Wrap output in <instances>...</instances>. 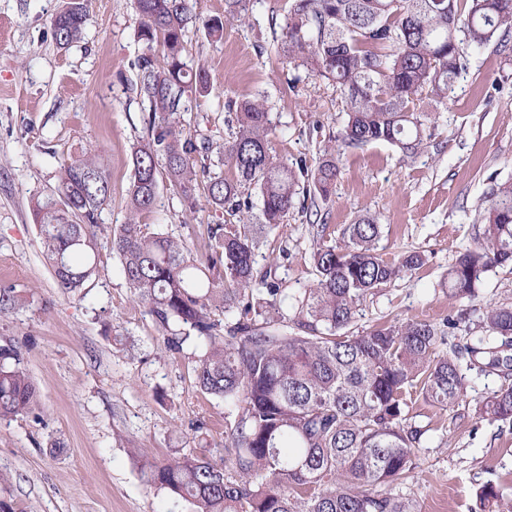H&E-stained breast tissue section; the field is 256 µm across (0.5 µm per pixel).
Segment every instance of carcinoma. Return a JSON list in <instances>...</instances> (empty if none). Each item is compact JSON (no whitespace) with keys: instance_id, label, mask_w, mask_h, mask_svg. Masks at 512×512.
<instances>
[{"instance_id":"carcinoma-1","label":"carcinoma","mask_w":512,"mask_h":512,"mask_svg":"<svg viewBox=\"0 0 512 512\" xmlns=\"http://www.w3.org/2000/svg\"><path fill=\"white\" fill-rule=\"evenodd\" d=\"M292 0L277 50L284 60L336 85L347 114L312 168L268 153L269 112L260 98L237 104L236 132L214 144L184 133L182 99L211 92L205 68H187L182 53L191 29L220 40L224 23L249 19L257 0H225L224 16L200 18L188 0H135L137 96L147 106L148 136L132 151L130 217L112 232V252L134 296L167 345L191 348L195 383L224 401V459L194 452L167 462L144 459L147 481L192 505L193 512H419L416 501L392 492L414 469V450L428 429L410 422L417 398L444 409L467 395V372L497 373L506 383L477 403L482 418L512 421V306L489 304L473 344L449 342L448 329L426 321H386L354 329L360 306L425 264L419 251L389 260L377 242L382 225L359 215L339 242L319 243L311 260L314 287L290 293L269 271L255 268L252 224H213L198 257L150 213L159 176L184 211L198 210V163L216 154L234 177H209L207 202L228 215L253 210L267 227L291 210L330 198L341 151L385 142L404 158L425 151L434 118L425 106L445 105L469 50L496 42L508 50L512 0ZM89 0H64L52 19L57 45L79 41ZM111 198L99 155L81 152L61 163L51 194L33 202L42 254L66 293L96 275V228ZM482 236L448 268V294L474 300L487 274L512 265V181L489 192ZM0 288V313L20 305ZM224 318H214V311ZM37 389L13 346L0 348V418L31 413ZM481 505L503 506L489 481Z\"/></svg>"}]
</instances>
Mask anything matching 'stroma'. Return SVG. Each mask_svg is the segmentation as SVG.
<instances>
[{
  "mask_svg": "<svg viewBox=\"0 0 512 512\" xmlns=\"http://www.w3.org/2000/svg\"><path fill=\"white\" fill-rule=\"evenodd\" d=\"M64 0H0V287L22 304L0 314V346L19 347L39 404L0 419V512H191L183 499L148 483L139 454L164 460L224 447V404L195 385L189 351L167 347L128 287L110 240L129 217L132 146L146 134L136 95L143 53L134 0H91L84 38L58 49L51 19ZM291 0H258L249 22H232L220 41L190 33L183 59L205 67L211 92L182 100L186 132L221 143L236 128L234 103L264 97L274 160L315 165L334 146L346 115L335 85L296 77L275 46ZM426 151L401 159L388 144L346 150L329 201L320 203L325 237L340 239L356 216L382 224L378 249L408 250L427 261L363 303L357 328L380 318L441 322L459 318V342L478 335L483 301L512 304V267L490 272L479 300L448 296L445 276L472 247L492 182L512 180V63L492 48L473 50L438 110ZM84 149L108 164L112 199L95 250L98 275L84 294L62 293L42 255L30 203L57 183L61 161ZM144 224H164L205 252L207 227L228 214L203 206L182 211L160 183ZM315 242L300 210L270 229L256 251L289 292L311 288ZM470 372L467 397L441 410L416 400L409 415L429 427L412 476L399 488L420 512H477L486 482L512 499V422L479 417L474 407L501 386Z\"/></svg>",
  "mask_w": 512,
  "mask_h": 512,
  "instance_id": "obj_1",
  "label": "stroma"
}]
</instances>
